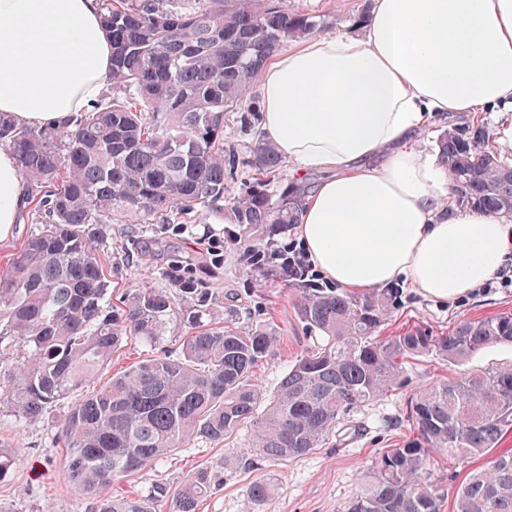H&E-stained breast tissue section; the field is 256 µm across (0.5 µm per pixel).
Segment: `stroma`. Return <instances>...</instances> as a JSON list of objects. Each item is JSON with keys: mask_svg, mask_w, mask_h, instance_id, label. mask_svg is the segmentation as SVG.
<instances>
[{"mask_svg": "<svg viewBox=\"0 0 512 512\" xmlns=\"http://www.w3.org/2000/svg\"><path fill=\"white\" fill-rule=\"evenodd\" d=\"M289 10L307 13L323 23L322 33H359L373 0H286ZM261 131L258 114L241 118L230 113L224 124V144L239 156H249ZM225 224L215 212L203 211L192 217L184 232L172 233L129 222L112 225L105 250L111 255L108 268L113 298L142 286H159L158 271L173 258L190 259L195 268L210 262L209 237L224 232ZM212 283L220 294L232 297L238 327H272L281 343L257 372L261 384L277 388L289 364L312 345L308 331L298 319L294 299L283 282L255 283L246 273L238 247L224 251V267ZM401 296L381 328L392 336L424 326L433 333L448 332L464 319H483L512 313V288H479L475 293L441 303L424 298L409 284H401ZM189 334L187 324L170 320L160 344L151 347L139 340L123 343L113 358L111 370L140 361L151 351H179ZM455 367L428 357H417L406 365L404 381L378 401L346 416L341 424L340 442L287 463H268L256 458L250 446L251 431L242 429L223 443L197 440L177 449L153 469L112 486V493L138 497L161 482L178 491L192 472L213 470L215 483L200 500L198 512H346L347 503L376 457L409 434L406 401L418 388L448 379ZM69 411L60 403L32 420H19L0 411V445L17 450L13 470L0 479V512H90L91 502L78 495L66 466L60 425ZM490 456L483 455L457 464L441 460V512H453L454 492L474 470L487 468ZM272 484L271 494L248 504L246 491L255 481Z\"/></svg>", "mask_w": 512, "mask_h": 512, "instance_id": "1", "label": "stroma"}]
</instances>
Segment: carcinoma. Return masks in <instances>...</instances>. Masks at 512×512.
Wrapping results in <instances>:
<instances>
[{
  "mask_svg": "<svg viewBox=\"0 0 512 512\" xmlns=\"http://www.w3.org/2000/svg\"><path fill=\"white\" fill-rule=\"evenodd\" d=\"M112 42L103 98L63 127L21 124L0 112V147L12 151L28 185L37 231L0 267V348L9 371L0 408L21 419L71 401L61 426L76 492L91 512H151L171 498L169 512H196L212 471L188 475L171 495L157 484L146 499L105 498L101 490L153 468L190 441L222 443L250 426L256 455L290 461L321 448L340 419L395 390L409 359L432 356L463 366L484 349L512 347V313L462 320L435 335L417 327L379 335L397 305L385 288L358 294L343 288L293 285L294 308L306 330L321 335L288 366L268 393L256 368L280 343L276 331H242L203 321L213 299L209 282L175 260L164 288L141 287L112 310L103 250L107 229L126 216L164 229L206 208L222 214L232 239L266 246L262 229L298 223V196L270 192L282 159L259 139L240 158L224 149L227 114L253 112L251 90L267 60L290 40L320 26L280 0H100ZM480 125L439 141L457 206L512 214V162L489 148ZM244 165L251 179L227 194L225 176ZM182 268L186 280L171 272ZM191 329L179 354L146 357L95 385L123 340L154 346L171 317ZM411 435L384 451L363 477L347 512H440L435 457L488 453L512 432V366L465 370L410 396ZM454 512H512V455L493 458L456 490Z\"/></svg>",
  "mask_w": 512,
  "mask_h": 512,
  "instance_id": "obj_1",
  "label": "carcinoma"
}]
</instances>
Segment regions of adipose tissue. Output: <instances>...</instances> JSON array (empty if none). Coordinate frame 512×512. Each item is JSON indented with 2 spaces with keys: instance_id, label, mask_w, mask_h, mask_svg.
Returning <instances> with one entry per match:
<instances>
[{
  "instance_id": "adipose-tissue-1",
  "label": "adipose tissue",
  "mask_w": 512,
  "mask_h": 512,
  "mask_svg": "<svg viewBox=\"0 0 512 512\" xmlns=\"http://www.w3.org/2000/svg\"><path fill=\"white\" fill-rule=\"evenodd\" d=\"M112 46L99 0H0V112L61 126L100 95ZM512 111V0H374L359 34L288 47L260 75L264 135L324 177L296 228L337 287L407 282L448 302L512 262V225L454 209L420 132L434 116ZM29 203L0 149V245Z\"/></svg>"
}]
</instances>
